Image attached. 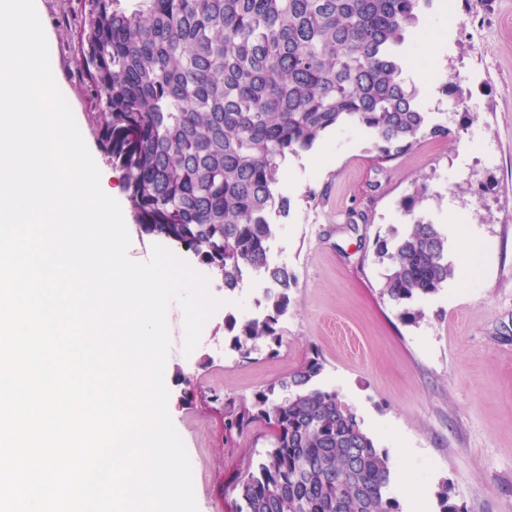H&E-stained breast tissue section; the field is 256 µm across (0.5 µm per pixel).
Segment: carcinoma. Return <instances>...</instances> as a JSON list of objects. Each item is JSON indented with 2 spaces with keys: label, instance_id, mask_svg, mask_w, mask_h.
Masks as SVG:
<instances>
[{
  "label": "carcinoma",
  "instance_id": "1",
  "mask_svg": "<svg viewBox=\"0 0 512 512\" xmlns=\"http://www.w3.org/2000/svg\"><path fill=\"white\" fill-rule=\"evenodd\" d=\"M78 66L96 91L102 142L125 171L140 231L185 245L233 292L265 284L266 314L224 321L248 359L280 344L295 273L268 253L290 200L277 190L288 156L332 131L373 142L380 172L425 137L456 139L403 77L406 37L433 0H83ZM382 295L405 307L454 277L448 239L415 219L377 238ZM319 357L247 402L212 393L232 439L257 422L269 446L232 485L236 512H401L394 470L334 389Z\"/></svg>",
  "mask_w": 512,
  "mask_h": 512
}]
</instances>
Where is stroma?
I'll list each match as a JSON object with an SVG mask.
<instances>
[{"label": "stroma", "mask_w": 512, "mask_h": 512, "mask_svg": "<svg viewBox=\"0 0 512 512\" xmlns=\"http://www.w3.org/2000/svg\"><path fill=\"white\" fill-rule=\"evenodd\" d=\"M444 1L433 0L409 54L426 72L424 110L463 124L460 138H423L380 174L369 161L371 138L342 129L281 168L278 190L292 206L278 220L270 258L288 264L296 285L280 345L260 346L248 360L232 351L225 317L259 314L263 290L225 295L208 266L173 249L222 301L189 355L183 311H168V410L191 461L199 512H235L230 487L269 433L260 424L227 441L224 411L206 396L252 400L314 351L324 365L320 385L336 390L388 451L402 512H440L444 483L463 512H512V0H448V11ZM40 12L55 82L127 205L123 173L96 127V94L77 67L81 0H40ZM436 38L447 47L438 62L430 59ZM446 83L473 101L469 112L449 111ZM420 187L417 213L435 224L456 215L470 228L472 253L407 324L382 295L384 269L372 252L377 237L402 232V204Z\"/></svg>", "instance_id": "stroma-1"}]
</instances>
